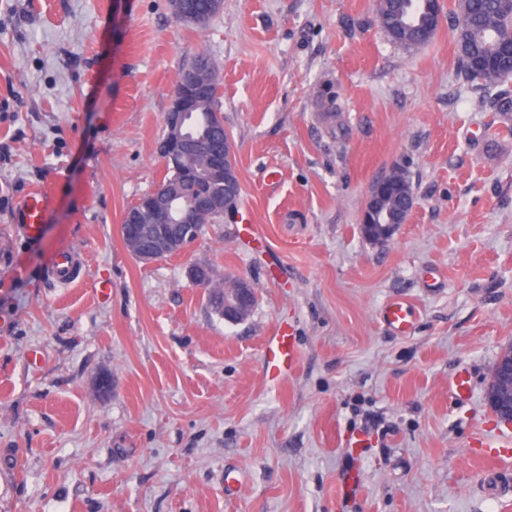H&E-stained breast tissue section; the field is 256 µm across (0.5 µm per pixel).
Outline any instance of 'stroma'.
Masks as SVG:
<instances>
[{
	"mask_svg": "<svg viewBox=\"0 0 512 512\" xmlns=\"http://www.w3.org/2000/svg\"><path fill=\"white\" fill-rule=\"evenodd\" d=\"M452 26L409 51L375 0H224L203 27L170 0H0V512H512V463L471 447L503 428L485 389L512 342V112L459 72ZM201 53L241 221L145 264L120 224L165 173L163 117ZM394 164L415 204L374 245L359 216ZM37 187L53 196L40 232L13 236ZM65 247L86 269L57 288ZM195 266L251 280L252 314H213ZM392 297L410 334L382 323ZM280 328L298 361L272 383L263 344ZM357 429L373 444L354 460L341 438Z\"/></svg>",
	"mask_w": 512,
	"mask_h": 512,
	"instance_id": "obj_1",
	"label": "stroma"
}]
</instances>
